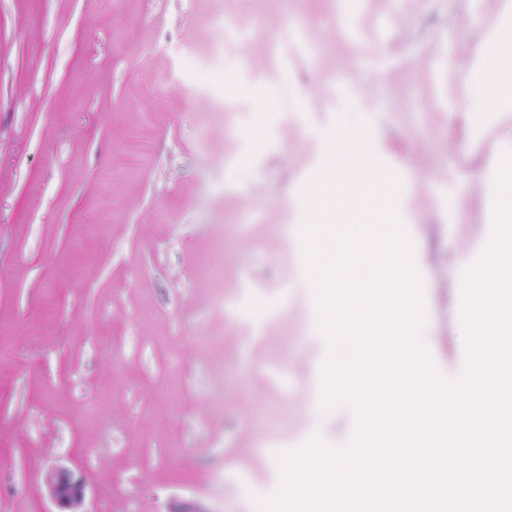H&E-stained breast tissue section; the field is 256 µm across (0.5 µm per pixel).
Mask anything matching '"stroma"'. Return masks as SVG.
<instances>
[{"mask_svg": "<svg viewBox=\"0 0 512 512\" xmlns=\"http://www.w3.org/2000/svg\"><path fill=\"white\" fill-rule=\"evenodd\" d=\"M371 9L385 49L338 97L336 0H0V512H52L57 466L83 476L86 512H258L314 430L352 444L347 407L308 411L342 343L295 233L339 131H373L381 168L420 178L412 198L351 200L349 225L368 244L412 225L418 339L453 374L448 226L480 236L490 204L472 190L448 212L465 101L429 76L468 60L451 33L467 14ZM229 12L249 42L225 35ZM299 28L313 58L242 69ZM219 247L217 285L201 267Z\"/></svg>", "mask_w": 512, "mask_h": 512, "instance_id": "35a3bbf8", "label": "stroma"}]
</instances>
